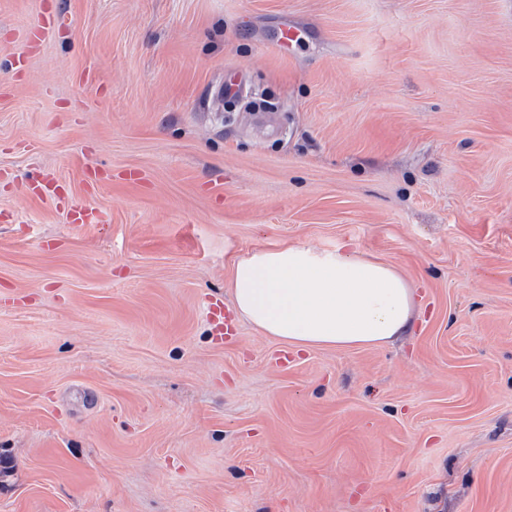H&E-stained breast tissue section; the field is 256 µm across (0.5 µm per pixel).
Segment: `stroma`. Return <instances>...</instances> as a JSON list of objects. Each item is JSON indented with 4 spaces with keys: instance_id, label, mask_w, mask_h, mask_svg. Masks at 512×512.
Instances as JSON below:
<instances>
[{
    "instance_id": "35a3bbf8",
    "label": "stroma",
    "mask_w": 512,
    "mask_h": 512,
    "mask_svg": "<svg viewBox=\"0 0 512 512\" xmlns=\"http://www.w3.org/2000/svg\"><path fill=\"white\" fill-rule=\"evenodd\" d=\"M42 2L0 0V512H512V0H53L26 59ZM87 163L76 230L25 183ZM342 241L411 334L217 338L233 256ZM44 4L46 15L40 16L38 21L23 36L25 47L23 57L39 52L49 37L53 20L48 3L44 2Z\"/></svg>"
}]
</instances>
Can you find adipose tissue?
Here are the masks:
<instances>
[{
    "label": "adipose tissue",
    "instance_id": "obj_1",
    "mask_svg": "<svg viewBox=\"0 0 512 512\" xmlns=\"http://www.w3.org/2000/svg\"><path fill=\"white\" fill-rule=\"evenodd\" d=\"M229 288L247 323L301 351L384 346L416 320L413 282L350 242L252 249L231 259Z\"/></svg>",
    "mask_w": 512,
    "mask_h": 512
}]
</instances>
